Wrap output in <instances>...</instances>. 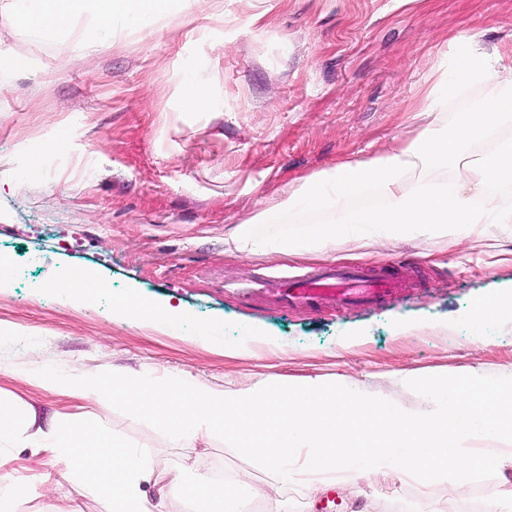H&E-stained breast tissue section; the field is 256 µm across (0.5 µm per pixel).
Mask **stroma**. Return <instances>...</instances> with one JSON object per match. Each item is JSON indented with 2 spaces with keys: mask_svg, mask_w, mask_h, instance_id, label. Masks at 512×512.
<instances>
[{
  "mask_svg": "<svg viewBox=\"0 0 512 512\" xmlns=\"http://www.w3.org/2000/svg\"><path fill=\"white\" fill-rule=\"evenodd\" d=\"M223 10L219 19L212 0H173L165 21H107L110 48L88 58L67 35L37 44L18 20L0 17V50L27 57L24 70L0 68V257L14 271L0 289V326L12 334L0 341V392L45 417L92 415L164 469L201 456L214 477L247 459L218 439L201 450L167 446L152 427L33 387L28 374L122 367L189 375L219 392L319 376L416 411L432 402L403 384L405 373L512 377V314L472 319L480 302L512 294V224L343 244L330 260L393 264L406 286L335 313L226 289L300 271L316 256L224 250L232 226L282 200L289 184L413 139L453 38L475 37L486 52L512 42V0H223ZM191 83L208 89V110H186ZM34 155L42 168L32 179ZM72 267L107 279L108 292L63 300L52 282ZM130 295L181 306L187 321L160 330L116 315L114 303ZM214 321L225 341L262 334L282 349L225 356L194 337ZM10 468L52 476L48 493L19 512H98L72 494L67 463L18 448ZM511 482L504 467L456 496L391 474L338 499L341 512H487Z\"/></svg>",
  "mask_w": 512,
  "mask_h": 512,
  "instance_id": "obj_1",
  "label": "stroma"
}]
</instances>
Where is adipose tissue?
<instances>
[{
	"mask_svg": "<svg viewBox=\"0 0 512 512\" xmlns=\"http://www.w3.org/2000/svg\"><path fill=\"white\" fill-rule=\"evenodd\" d=\"M171 0H30L23 21L34 39L71 33L79 55L104 45L102 18L137 20L168 14ZM456 51L466 60L463 80L442 85L434 95L436 113L420 133L396 151L369 160H353L309 177L272 209L238 225L224 240L225 250L259 256L324 253L350 239L380 237L397 242L417 235L447 238L475 224H511L512 205L502 190L512 185V45L495 55L476 53L460 42ZM470 84L488 87L479 103L444 118L442 109ZM376 192L378 205L356 209L354 198ZM307 207L324 213L323 221L271 242L257 235L255 225L273 212ZM56 287L73 303L93 300L108 288L105 278L68 269ZM116 314L152 326L185 319L181 307L138 298L118 301ZM9 448H37L72 468L75 485L94 497L98 512H162L168 490L181 493L190 512H234L231 488L216 487L189 459L182 469L160 471L154 455L109 435L90 417L51 418L39 422L35 408L19 399L0 397V467H7ZM195 471L185 482L183 470ZM158 488L149 497L146 485Z\"/></svg>",
	"mask_w": 512,
	"mask_h": 512,
	"instance_id": "ef3b65f1",
	"label": "adipose tissue"
}]
</instances>
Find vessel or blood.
<instances>
[{"mask_svg":"<svg viewBox=\"0 0 512 512\" xmlns=\"http://www.w3.org/2000/svg\"><path fill=\"white\" fill-rule=\"evenodd\" d=\"M244 295L264 289L283 306L337 311L356 303H372L399 291V281L386 273H370L359 265L320 263L298 275L249 280L235 285Z\"/></svg>","mask_w":512,"mask_h":512,"instance_id":"obj_1","label":"vessel or blood"}]
</instances>
